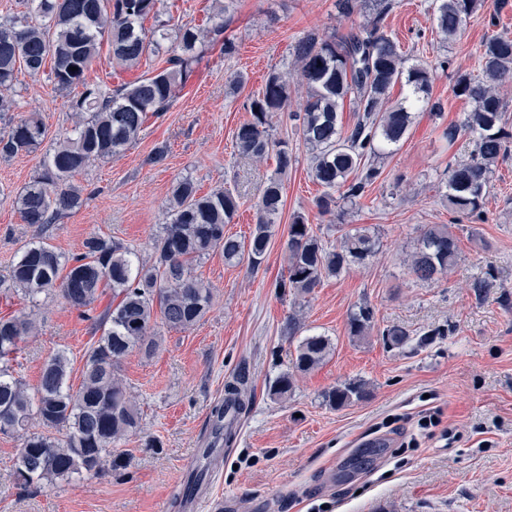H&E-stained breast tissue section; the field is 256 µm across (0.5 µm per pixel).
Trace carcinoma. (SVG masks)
<instances>
[{"mask_svg":"<svg viewBox=\"0 0 512 512\" xmlns=\"http://www.w3.org/2000/svg\"><path fill=\"white\" fill-rule=\"evenodd\" d=\"M161 0H30L32 11L22 17L0 18V112L10 110L4 93L13 89L15 74L23 68L31 75L51 62L50 78L60 92L82 87L69 100L74 126L47 155L41 170L17 199L21 221L39 232L11 264L5 286L37 306L41 296L58 295L69 306L87 314L106 288L112 304L93 316L101 336L86 352L78 388L68 383L70 359L63 351L43 365L39 382L31 387L12 367L19 343L35 329L32 313L0 318V434L22 437L15 476L24 487L50 484L56 479L100 475L116 463L112 445L141 433L136 402L120 374L121 363L138 350L152 354L157 347L152 330L160 322L170 329H188L212 306V289L195 275V265L215 251L224 262L251 269L260 267L272 237L273 218L283 203L280 175L293 165L288 143L273 138L272 118L288 112V74L273 70L262 91L253 97L252 120L234 132L240 155L261 160L274 152L278 175L269 179L257 203V223L248 240L224 233L239 209V198L229 189L201 195L189 177L176 181L166 206L167 222L160 225L151 253L142 259L119 239L94 233L82 243V252L64 256L48 242V231L84 204L72 178L96 161L110 159L135 142L148 116L157 118L187 84L209 49L220 44L224 55L235 53L232 38L224 36L225 6L218 5L206 23L175 27L176 47L163 67L146 72L133 82L113 88L90 83L86 71L107 41L112 62L139 66L168 39L164 27L146 31L143 22L157 15ZM391 0H375L373 16L345 33L308 32L293 47L296 74L307 86L300 111L289 112L296 131L311 154V175L323 193L314 201L322 214L336 210V191L351 204L381 176L377 158L391 152L409 133L412 110L428 104L433 68L408 63L400 44L386 30L384 20ZM478 0H436L434 24L446 40L460 36L476 11ZM480 75L460 74L453 92L471 104L459 125L444 137L455 141L465 133L474 150L470 160L448 171L445 184L450 211L472 223L486 219V194L491 167L512 151V132L506 130L504 102L499 88L512 82V37L497 34L481 45ZM407 87L405 100L387 106L392 88ZM353 104L354 123L345 130L339 120L344 102ZM45 127L35 117L22 118L0 131V159L29 153L43 141ZM341 241L331 249L308 224L303 214L288 225L284 243L287 278L276 287L297 297L311 293L324 278L338 276L362 265L377 251L379 239L368 229L339 225ZM459 249L445 224H428L420 233L416 251L407 264L408 274L420 282H433L456 266ZM349 333L363 337L373 328L372 312L361 306L348 319ZM386 343L403 347L410 331L391 325L381 331ZM329 340L307 336L295 350L292 369L308 372L325 359ZM293 374L281 373L269 384L275 399L288 397ZM369 396L367 384L350 380L325 394V401L341 408ZM251 394L243 374L224 387V400L211 409V440L230 443L232 428L224 427V412L247 410ZM54 429L58 439L32 426Z\"/></svg>","mask_w":512,"mask_h":512,"instance_id":"cac0c4a2","label":"carcinoma"}]
</instances>
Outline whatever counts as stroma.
Listing matches in <instances>:
<instances>
[{
  "label": "stroma",
  "instance_id": "stroma-1",
  "mask_svg": "<svg viewBox=\"0 0 512 512\" xmlns=\"http://www.w3.org/2000/svg\"><path fill=\"white\" fill-rule=\"evenodd\" d=\"M434 0H394L386 29L412 59L434 64L429 109L417 112L409 134L378 161L381 177L344 218L320 215L323 192L310 174L307 147L290 120L276 119L273 134L286 141L295 162L278 174L275 157L254 162L239 155L233 134L251 118L248 105L270 71H294L292 47L310 31L329 34L366 22L371 8L344 16L338 0H233L225 34L236 51L206 56L161 118H149L138 140L121 155L97 162L73 178L83 207L61 218L50 242L66 255L79 253L91 233L117 238L147 256L166 221L173 183L188 176L200 193L231 188L241 205L226 234L249 238L256 205L268 180L281 175L283 206L258 270L229 266L212 253L197 275L213 290L209 312L193 327H159L152 355L129 354L121 375L142 416L143 436L118 443L120 466L102 475L41 487H20L14 465L21 441L0 434V512H185L182 489L192 471L193 449L205 447L211 408L238 370L249 374L252 395L234 444L223 449L204 483L203 512H512V159L497 164L488 187L487 219L473 224L452 213L439 190L450 166L469 159L467 135L443 136L470 109L456 97L458 74L478 75L477 50L489 35L512 36V4L482 0L456 41L443 43L433 26ZM497 26H490L491 16ZM448 68H439L440 60ZM244 84L230 91L229 82ZM10 120L37 115L45 137L36 150L0 159V275L18 251L37 237L23 224L15 200L55 142L71 129L68 98L46 75L18 71ZM167 146L165 160L148 163ZM304 214L328 243L336 221L378 233L380 248L366 265L328 277L306 297L276 287L287 273L284 242L296 214ZM447 225L458 241L457 265L438 280L408 275L405 262L421 228ZM491 288L479 291L476 281ZM373 312L368 336L349 334L348 318L360 306ZM36 311L38 331L20 344L14 368L36 385L45 360L66 350L72 385H79L93 321L58 294L30 306L0 291V316ZM300 324L297 339L281 332L288 317ZM406 327L412 343L393 347L381 332ZM328 337L331 350L318 368L297 374L287 400L271 399L268 384L291 365L298 338ZM352 379L364 380L367 400L342 408L323 395ZM436 407L450 431L448 443L423 440L398 447L381 425ZM153 437L158 447L149 448Z\"/></svg>",
  "mask_w": 512,
  "mask_h": 512
}]
</instances>
